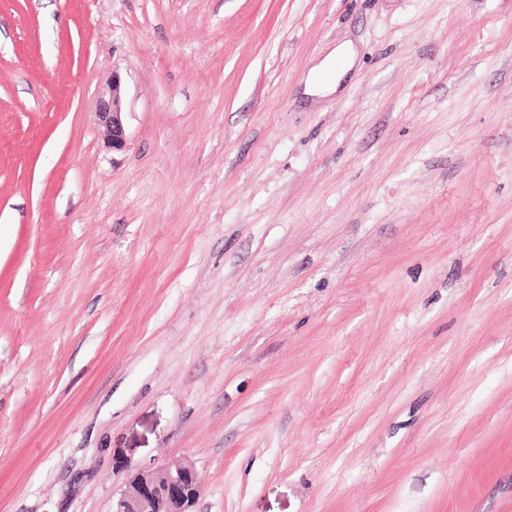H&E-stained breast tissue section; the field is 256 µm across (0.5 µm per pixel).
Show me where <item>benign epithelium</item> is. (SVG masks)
<instances>
[{
	"label": "benign epithelium",
	"mask_w": 512,
	"mask_h": 512,
	"mask_svg": "<svg viewBox=\"0 0 512 512\" xmlns=\"http://www.w3.org/2000/svg\"><path fill=\"white\" fill-rule=\"evenodd\" d=\"M98 126L115 151L126 145L123 80L114 71L102 90L95 112ZM202 477L192 465L161 468L129 479L113 512H191L200 494Z\"/></svg>",
	"instance_id": "7a95c632"
}]
</instances>
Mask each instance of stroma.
<instances>
[{"mask_svg":"<svg viewBox=\"0 0 512 512\" xmlns=\"http://www.w3.org/2000/svg\"><path fill=\"white\" fill-rule=\"evenodd\" d=\"M183 462L192 512H512V0H0V512ZM355 61L356 52L351 44L337 47L321 63L311 68L304 82V94L319 96L335 93ZM124 114L123 80L115 71L102 90L95 112L98 126L115 151L123 150L126 145Z\"/></svg>","mask_w":512,"mask_h":512,"instance_id":"stroma-1","label":"stroma"}]
</instances>
